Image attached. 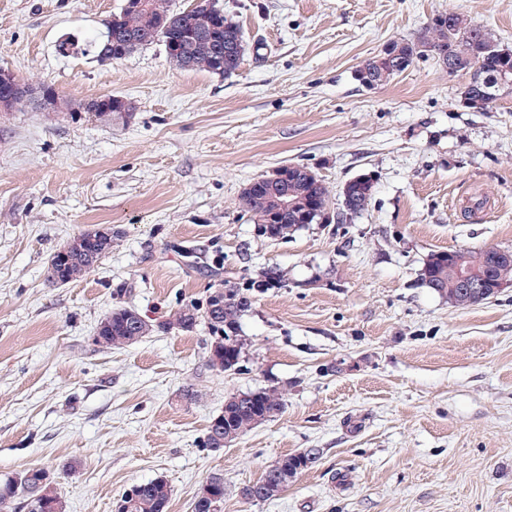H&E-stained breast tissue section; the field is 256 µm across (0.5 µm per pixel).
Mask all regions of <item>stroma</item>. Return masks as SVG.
I'll return each mask as SVG.
<instances>
[{
    "mask_svg": "<svg viewBox=\"0 0 512 512\" xmlns=\"http://www.w3.org/2000/svg\"><path fill=\"white\" fill-rule=\"evenodd\" d=\"M122 3L0 0V69L72 105H133L106 122L0 114V479L48 469L62 512H113L154 478L168 512H191L215 473L221 512H512V288L452 307L420 280L437 251H512V85L477 112L461 102L470 73L430 54L373 90L356 77L448 12L512 47V0H220L249 46L228 76L178 69L159 42L111 64L57 52ZM285 164L323 180L334 211L361 174L372 200L260 236L242 192ZM102 225L111 253L51 284L52 254ZM268 266L285 287L254 288ZM221 279L252 298L238 370L209 367L201 326L93 345L113 305L159 321ZM272 386L281 414L204 449L225 398ZM311 448L275 499L242 497Z\"/></svg>",
    "mask_w": 512,
    "mask_h": 512,
    "instance_id": "stroma-1",
    "label": "stroma"
}]
</instances>
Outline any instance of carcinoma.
Segmentation results:
<instances>
[{"mask_svg": "<svg viewBox=\"0 0 512 512\" xmlns=\"http://www.w3.org/2000/svg\"><path fill=\"white\" fill-rule=\"evenodd\" d=\"M119 27L107 25L104 35L88 41L100 63H111L117 55L129 56L156 41L166 42L167 35L178 34V47L167 52L169 61L185 70L206 71L229 75L235 72L246 53L242 28L238 21L224 14L215 0H197L190 9H174L171 0H146V7L116 14ZM389 60L379 56L368 59L359 71H367L379 85L390 83L406 71L415 59L427 52L440 56L448 53L458 63L474 70L472 81L462 91L470 95L484 91L482 109L496 100V92L487 83L500 74L512 77V49L502 48L498 41L463 16L451 13L441 15L413 39L389 42ZM298 203L316 205L318 217L331 224L335 219L364 211L373 191L356 184L349 186V199L345 209L331 213L328 187L315 173L304 166H297L288 179H262L249 183L242 193L243 202L252 213L257 228L271 227V238L283 240L301 227V209L285 210L281 207L283 195ZM112 251V242H89L88 248L70 254L58 263L50 258L48 278L56 284L77 281L94 268ZM456 261L471 272L481 275L491 272L494 280L512 281V264L489 266L487 250H454ZM422 284L448 297V305L460 306L456 297L453 274L445 265L435 263L430 254L421 273ZM261 289L282 288L286 285L283 272L272 266L263 269L260 280L254 282ZM252 305L251 297L239 288L222 289V301L210 295L204 311L195 306H185L175 311L161 324L165 331L191 332L200 324L211 334L209 367L220 372L234 371L243 357L244 343L239 336L240 319ZM155 329V325L137 310L123 305L112 308L100 321L96 331V344L106 349H122L132 345ZM285 408V398L277 387L236 393L225 399L224 411L210 421L204 438V446L211 452H220L245 431L267 421ZM46 469L31 467L18 476L0 480V512H32L31 507L42 502L43 512H57L62 508L58 483L53 477H45ZM279 478L267 471L253 484L242 488L241 495L250 502H265L276 498L283 488ZM224 502V477L213 474L207 477L198 491L192 512H213L215 501ZM171 489L162 478H155L131 485L116 501V512H168Z\"/></svg>", "mask_w": 512, "mask_h": 512, "instance_id": "cac0c4a2", "label": "carcinoma"}]
</instances>
